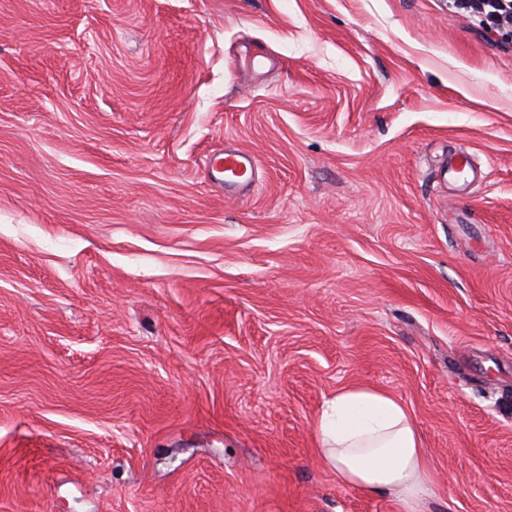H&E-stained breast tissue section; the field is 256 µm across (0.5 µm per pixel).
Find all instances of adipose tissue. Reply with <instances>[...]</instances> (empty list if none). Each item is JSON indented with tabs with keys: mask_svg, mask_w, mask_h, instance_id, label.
Listing matches in <instances>:
<instances>
[{
	"mask_svg": "<svg viewBox=\"0 0 512 512\" xmlns=\"http://www.w3.org/2000/svg\"><path fill=\"white\" fill-rule=\"evenodd\" d=\"M324 460L344 483L411 504L430 492L422 440L406 407L367 387L327 401L317 428Z\"/></svg>",
	"mask_w": 512,
	"mask_h": 512,
	"instance_id": "1",
	"label": "adipose tissue"
}]
</instances>
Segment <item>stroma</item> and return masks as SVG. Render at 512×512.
<instances>
[{
	"instance_id": "1",
	"label": "stroma",
	"mask_w": 512,
	"mask_h": 512,
	"mask_svg": "<svg viewBox=\"0 0 512 512\" xmlns=\"http://www.w3.org/2000/svg\"><path fill=\"white\" fill-rule=\"evenodd\" d=\"M357 386L421 433L415 510L318 451ZM0 512H512V41L451 0H0ZM255 160L247 152L225 148L214 153L207 163V174L210 180L224 188L225 194L235 195L248 188L255 177ZM248 176L246 180H238Z\"/></svg>"
}]
</instances>
